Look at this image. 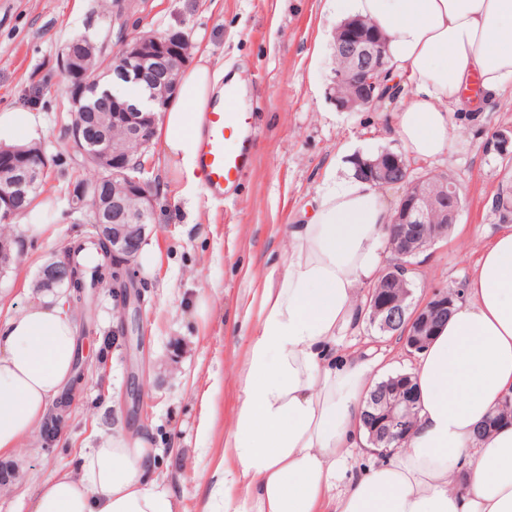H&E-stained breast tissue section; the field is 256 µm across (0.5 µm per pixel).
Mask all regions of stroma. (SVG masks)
Segmentation results:
<instances>
[{
  "mask_svg": "<svg viewBox=\"0 0 512 512\" xmlns=\"http://www.w3.org/2000/svg\"><path fill=\"white\" fill-rule=\"evenodd\" d=\"M128 8L130 32H182L209 45L212 65L249 78L254 163L233 196L218 203L202 190L183 195L164 177L157 145L149 146L147 180L157 206L148 238L160 263L150 273L137 270L139 303L125 309L107 293L93 325L73 317L84 382L53 443L34 436L8 457L0 512H32L46 480L61 469L78 471L89 449L116 432L156 448L155 473L171 490L175 512H201L209 489L194 475L213 470L224 449L241 397L236 368L257 327L255 290L286 271L287 226L303 223L334 164L347 171L356 155L401 149L391 125L412 95L408 80L394 101L371 111H338L330 97L337 20L327 0H128ZM104 15V0H0V110L36 112L51 159L35 199L49 228L33 236L15 230L24 260L0 275V326L33 303L24 280L85 229L87 213L68 202L75 160L61 119L69 104L57 56L74 36L104 35ZM457 121L449 159L416 163L417 173H448L462 190L453 230L415 259L417 304L431 288L468 278L473 260L460 243L494 237L501 225L491 200L512 187V169L487 148L493 134L512 130V109L491 104ZM343 343L380 357L389 374L412 371L417 361L396 337L365 322Z\"/></svg>",
  "mask_w": 512,
  "mask_h": 512,
  "instance_id": "35a3bbf8",
  "label": "stroma"
}]
</instances>
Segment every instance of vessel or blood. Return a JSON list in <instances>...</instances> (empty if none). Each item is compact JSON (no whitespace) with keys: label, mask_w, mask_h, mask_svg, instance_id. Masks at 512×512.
Masks as SVG:
<instances>
[{"label":"vessel or blood","mask_w":512,"mask_h":512,"mask_svg":"<svg viewBox=\"0 0 512 512\" xmlns=\"http://www.w3.org/2000/svg\"><path fill=\"white\" fill-rule=\"evenodd\" d=\"M256 125L245 82H225L220 103L205 112L198 144L206 192L216 199L236 189L254 162Z\"/></svg>","instance_id":"obj_1"}]
</instances>
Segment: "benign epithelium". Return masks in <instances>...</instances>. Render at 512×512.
<instances>
[{
  "label": "benign epithelium",
  "instance_id": "1",
  "mask_svg": "<svg viewBox=\"0 0 512 512\" xmlns=\"http://www.w3.org/2000/svg\"><path fill=\"white\" fill-rule=\"evenodd\" d=\"M336 69L332 98L336 107L345 112L373 109L381 104L377 91L391 76L388 44L385 35L371 21L355 17L336 26L333 33ZM189 41L182 33H164L145 40L134 34L118 43L110 56L112 76L124 84L145 88L147 101L160 108L177 92L178 75L189 60ZM103 56L102 47L84 38L68 41L60 51L59 70L66 79V93L71 103L70 133L81 143L87 126L84 93L94 82L96 71L87 65L94 56ZM158 119L154 109L143 107L135 100L112 97V133L106 132L89 142L93 150L81 151L112 175V192L101 185H79L70 197L72 209L87 210L90 223L102 237L109 238L112 259L120 260L118 273L112 281V292L127 302L136 299L141 285L133 266L140 246L146 239L149 225L145 218L154 215L155 198L149 184L132 177L133 161L145 155ZM49 159L43 152L30 160L13 151L0 150V170L9 176L0 182V221H12L18 212L24 191L40 180L48 168ZM365 171L358 176L376 187L405 185V192L394 208L386 248L390 253L388 280L405 281V270L413 265L404 259L415 253L413 225H420L422 239L435 242L448 236V225L454 223L460 210L459 185L435 173L411 178V161L402 153L383 150L373 159L362 160ZM47 291L64 287L68 273L55 261L40 270ZM410 295L407 288H371L367 295L366 314L370 322L385 331H395L402 337L409 353L423 348L434 336L435 319L448 316V288L432 289L430 299L414 312L405 305ZM402 384L387 391L385 399L375 406L372 433L390 441L405 440L412 427L410 414L416 400L411 376H400Z\"/></svg>",
  "mask_w": 512,
  "mask_h": 512
}]
</instances>
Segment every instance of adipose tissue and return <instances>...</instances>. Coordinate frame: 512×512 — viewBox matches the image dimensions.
<instances>
[{
	"mask_svg": "<svg viewBox=\"0 0 512 512\" xmlns=\"http://www.w3.org/2000/svg\"><path fill=\"white\" fill-rule=\"evenodd\" d=\"M388 39L389 65L413 96L395 136L416 159L449 153L452 114L488 104L512 85V0H332ZM223 70L206 46L181 70L153 140L183 192L201 183L195 141ZM393 211L378 188L332 173L304 224L288 227V267L259 291L256 334L239 370L242 397L216 466L224 512H512V422L477 430L512 399V225L479 245L462 298L418 355V413L403 449L345 478L364 439L361 414L378 359L336 345L376 281ZM71 318L37 301L0 331V456L39 427L71 374ZM145 440L110 436L39 488L33 512H175L153 478Z\"/></svg>",
	"mask_w": 512,
	"mask_h": 512,
	"instance_id": "ef3b65f1",
	"label": "adipose tissue"
}]
</instances>
